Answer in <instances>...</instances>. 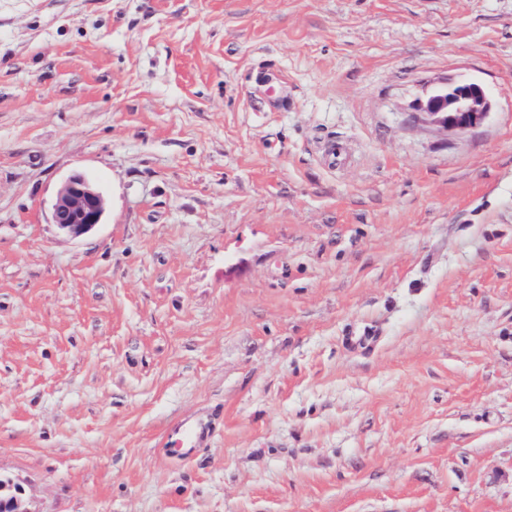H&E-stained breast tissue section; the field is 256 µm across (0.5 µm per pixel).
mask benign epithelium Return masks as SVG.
Wrapping results in <instances>:
<instances>
[{
  "instance_id": "1",
  "label": "benign epithelium",
  "mask_w": 512,
  "mask_h": 512,
  "mask_svg": "<svg viewBox=\"0 0 512 512\" xmlns=\"http://www.w3.org/2000/svg\"><path fill=\"white\" fill-rule=\"evenodd\" d=\"M416 109L425 120L446 132L465 131L484 122L492 112L486 89L478 82L460 78L429 89L418 100ZM106 200L88 177L75 174L60 186L52 210V223L65 236L79 239L92 233L103 223ZM10 493L8 512H29L24 490L14 481L0 485V494Z\"/></svg>"
}]
</instances>
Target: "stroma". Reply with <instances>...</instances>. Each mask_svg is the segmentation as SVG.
<instances>
[{"instance_id":"1","label":"stroma","mask_w":512,"mask_h":512,"mask_svg":"<svg viewBox=\"0 0 512 512\" xmlns=\"http://www.w3.org/2000/svg\"><path fill=\"white\" fill-rule=\"evenodd\" d=\"M462 77L487 120L423 123ZM0 472L30 512H512V0H0ZM425 120L446 132L465 131L484 122L492 112L486 89L468 78L436 84L416 103ZM106 200L88 177L75 174L60 186L52 210V223L65 236L79 239L103 223ZM176 429L179 433L180 441L177 442V445L180 444L182 448L188 451L200 448L207 437L206 429L200 423L186 424L183 422Z\"/></svg>"}]
</instances>
